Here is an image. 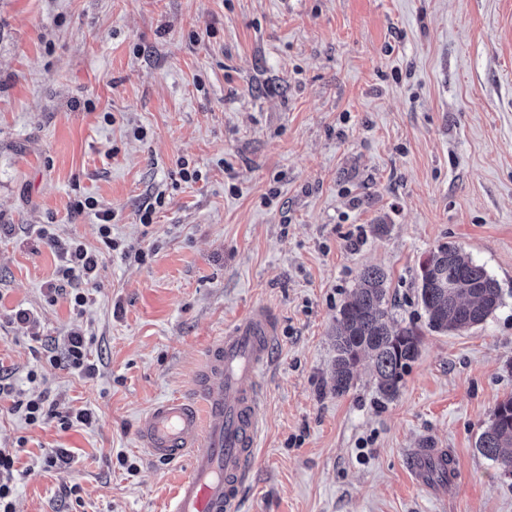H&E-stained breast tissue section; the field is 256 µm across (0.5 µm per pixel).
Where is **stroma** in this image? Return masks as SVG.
I'll return each mask as SVG.
<instances>
[{
  "label": "stroma",
  "mask_w": 512,
  "mask_h": 512,
  "mask_svg": "<svg viewBox=\"0 0 512 512\" xmlns=\"http://www.w3.org/2000/svg\"><path fill=\"white\" fill-rule=\"evenodd\" d=\"M58 239L96 254L93 288L59 281ZM442 246L502 289L466 332L418 299ZM371 266L421 333L390 400L365 363L332 389ZM256 307L278 336L239 512H512L476 447L512 397V0H0V382L57 411L0 399L14 512H167L191 459L150 457L138 421ZM74 332L94 376L63 357ZM413 448L447 449L448 482L417 486ZM48 397L43 392L32 394L28 399L14 400V408L24 413L28 424L36 425L43 423L50 417H56V413L51 410V404L46 408Z\"/></svg>",
  "instance_id": "1"
}]
</instances>
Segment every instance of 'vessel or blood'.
<instances>
[{"label":"vessel or blood","instance_id":"b4317fda","mask_svg":"<svg viewBox=\"0 0 512 512\" xmlns=\"http://www.w3.org/2000/svg\"><path fill=\"white\" fill-rule=\"evenodd\" d=\"M275 341L273 319L265 309H253L211 345L197 380V402L167 398L141 418L138 439L153 458L192 459L167 512H238L261 431L257 380L272 360ZM410 461L425 485L433 468H447L448 452L415 448Z\"/></svg>","mask_w":512,"mask_h":512}]
</instances>
